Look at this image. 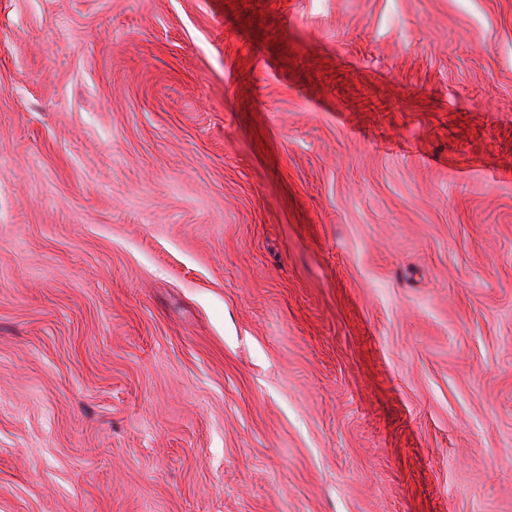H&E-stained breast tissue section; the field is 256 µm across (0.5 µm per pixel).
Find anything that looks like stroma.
I'll return each mask as SVG.
<instances>
[{
	"mask_svg": "<svg viewBox=\"0 0 512 512\" xmlns=\"http://www.w3.org/2000/svg\"><path fill=\"white\" fill-rule=\"evenodd\" d=\"M0 512H512V0H0Z\"/></svg>",
	"mask_w": 512,
	"mask_h": 512,
	"instance_id": "stroma-1",
	"label": "stroma"
}]
</instances>
